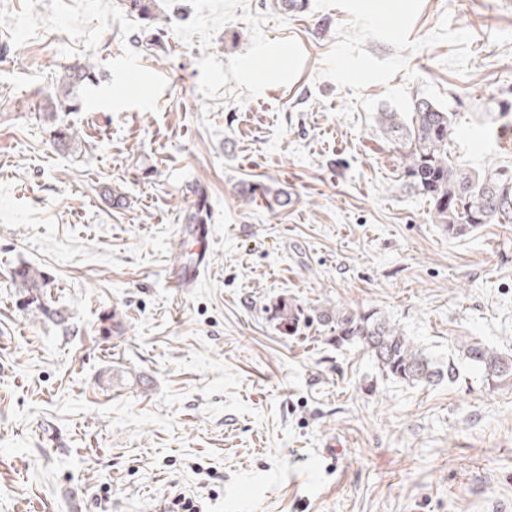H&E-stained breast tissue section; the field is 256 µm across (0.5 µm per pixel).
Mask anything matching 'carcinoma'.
I'll use <instances>...</instances> for the list:
<instances>
[{
  "label": "carcinoma",
  "mask_w": 512,
  "mask_h": 512,
  "mask_svg": "<svg viewBox=\"0 0 512 512\" xmlns=\"http://www.w3.org/2000/svg\"><path fill=\"white\" fill-rule=\"evenodd\" d=\"M90 67L87 62L68 71L56 95L57 103L70 102L76 85L92 78ZM378 123L387 138L399 145L406 186L428 200L432 222L441 225L448 237H464L483 224H512V171L496 168L480 176L453 164L449 153L454 133L452 113L420 99L414 102L408 117L399 112H380ZM195 196L186 223H210L204 189L197 188ZM13 281L26 310L46 318L55 315L47 305V275L21 265L14 268ZM274 317L290 331L302 322L316 321L328 326L336 345H362L380 370L392 379L418 385L444 378L452 381L456 377L455 363L441 365L403 331L370 309H321L308 314L303 308L281 300ZM459 352L488 384L512 382V355L466 340L459 343Z\"/></svg>",
  "instance_id": "cac0c4a2"
}]
</instances>
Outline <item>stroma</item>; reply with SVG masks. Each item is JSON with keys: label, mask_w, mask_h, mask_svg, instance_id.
Wrapping results in <instances>:
<instances>
[{"label": "stroma", "mask_w": 512, "mask_h": 512, "mask_svg": "<svg viewBox=\"0 0 512 512\" xmlns=\"http://www.w3.org/2000/svg\"><path fill=\"white\" fill-rule=\"evenodd\" d=\"M155 12L0 0V512L512 505V384L458 353H512V224L448 238L375 122L426 98L453 114V163L511 167L512 0ZM84 62L78 111L50 112ZM199 185L209 260L178 291ZM22 264L65 323L20 305ZM282 299L378 311L459 376L387 378L320 323L288 333ZM90 63H85L83 66H78L69 70L62 80L60 91L56 95V100L59 105L62 106V100L64 102H72L69 98L72 95L73 89L77 84L82 83L85 80H91L93 72L89 69L92 67Z\"/></svg>", "instance_id": "1"}]
</instances>
